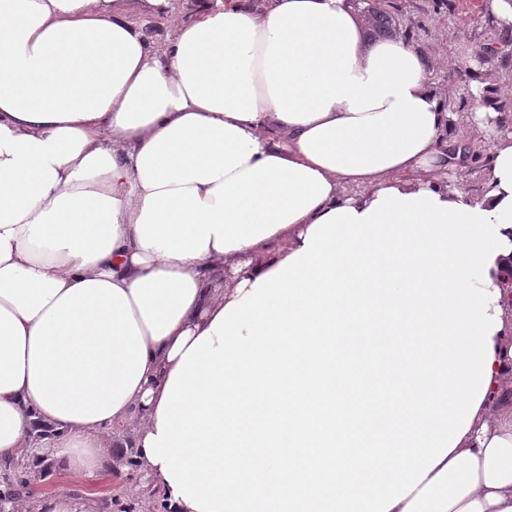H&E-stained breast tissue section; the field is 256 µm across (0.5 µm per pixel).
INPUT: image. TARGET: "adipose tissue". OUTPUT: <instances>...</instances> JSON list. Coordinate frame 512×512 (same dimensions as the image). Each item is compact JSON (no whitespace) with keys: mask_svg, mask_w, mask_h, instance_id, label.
I'll list each match as a JSON object with an SVG mask.
<instances>
[{"mask_svg":"<svg viewBox=\"0 0 512 512\" xmlns=\"http://www.w3.org/2000/svg\"><path fill=\"white\" fill-rule=\"evenodd\" d=\"M146 8L0 0V461L124 432L175 512H512V139L449 193L359 0ZM189 2L187 0H170V15L167 17H158V18H145L143 20L145 26L147 27L150 23V25H156V29L154 32H152L150 35L152 41L157 46H162L167 36L169 35V32L171 30V18H182L187 10ZM149 25V26H150ZM443 182L448 185L450 193H459L469 198H477L482 195L485 189V167L482 166L481 162L475 161L474 158L467 157L463 170L454 166L448 167V173L444 175Z\"/></svg>","mask_w":512,"mask_h":512,"instance_id":"ef3b65f1","label":"adipose tissue"}]
</instances>
